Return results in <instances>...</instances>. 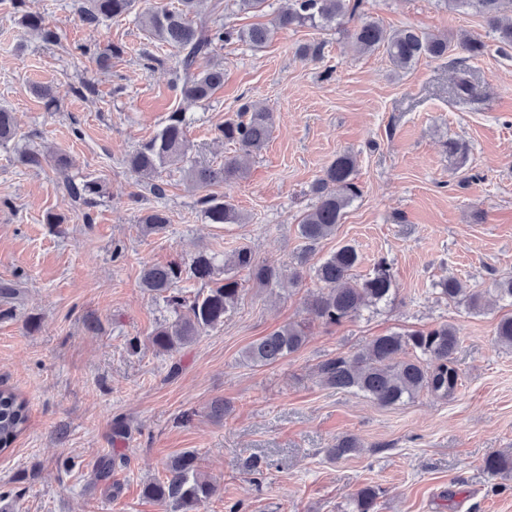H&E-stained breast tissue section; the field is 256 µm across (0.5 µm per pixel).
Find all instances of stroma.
<instances>
[{
    "label": "stroma",
    "instance_id": "obj_1",
    "mask_svg": "<svg viewBox=\"0 0 512 512\" xmlns=\"http://www.w3.org/2000/svg\"><path fill=\"white\" fill-rule=\"evenodd\" d=\"M77 2L25 0L24 11L59 33L47 44L0 0V105L19 129L0 146V283L15 289L0 294V386L30 404L25 432L0 454V512H163L143 486L186 452L217 486L202 512L236 502L242 512H348L350 494L365 485L379 490L377 512H512V472L483 468L489 453L512 452V348L495 336L512 306L494 291L512 275V48L500 49L481 16L445 0H363V13L385 28L445 36L454 51L398 72L382 53L356 51L346 33L290 29L261 49L217 46L224 85L189 104L176 89V49L131 15L87 25ZM465 35L485 42L482 56L458 49ZM317 42L320 59L298 55ZM113 44L124 52L106 70L79 52ZM462 75L472 85L465 100L454 96ZM46 83L61 90L57 107L31 91ZM248 101L273 112L274 131L244 158L243 177L220 188L242 223H207L181 166L159 176L160 195L128 170L127 154L178 109L191 118V157L218 165L237 155L216 128ZM448 140L466 146V160L445 152ZM54 150L70 157L67 173ZM29 152L40 165L25 162ZM344 152L356 158L362 194L308 262L350 244L364 258L353 271L360 278L386 258L392 302L328 326L307 311L320 288L313 274L276 293L246 279L222 326L177 353L158 352L149 335L167 311L141 288L142 262L247 246L292 271L305 246L298 222L316 202L311 185ZM70 179L102 182L105 193L83 204ZM153 207L168 212L164 233L138 223ZM49 212L63 224L45 223ZM452 276L483 293L485 311L440 297L436 283ZM288 323L306 327L298 352L269 366L245 361L252 342ZM439 323L461 336L453 397L424 391L384 407L319 378L322 362L376 336ZM218 399L229 407L221 418L210 412ZM118 419L122 437L112 433ZM344 435L360 452L328 460L324 448ZM112 458L126 461L112 474L116 497L96 478Z\"/></svg>",
    "mask_w": 512,
    "mask_h": 512
}]
</instances>
